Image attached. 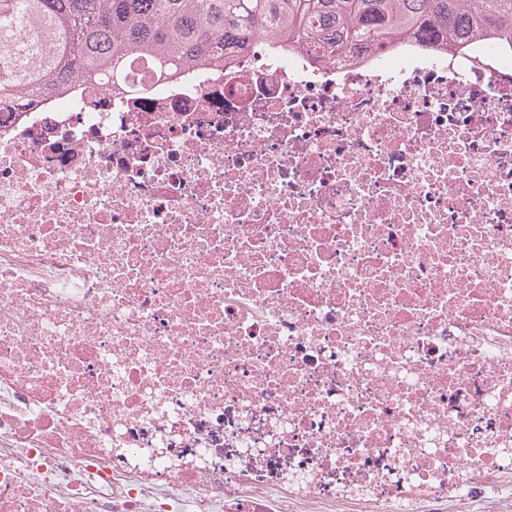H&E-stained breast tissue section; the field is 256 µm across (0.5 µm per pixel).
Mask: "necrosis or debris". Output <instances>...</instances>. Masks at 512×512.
<instances>
[{
	"mask_svg": "<svg viewBox=\"0 0 512 512\" xmlns=\"http://www.w3.org/2000/svg\"><path fill=\"white\" fill-rule=\"evenodd\" d=\"M342 57L0 101V512H512V45Z\"/></svg>",
	"mask_w": 512,
	"mask_h": 512,
	"instance_id": "4bbe7bcc",
	"label": "necrosis or debris"
}]
</instances>
